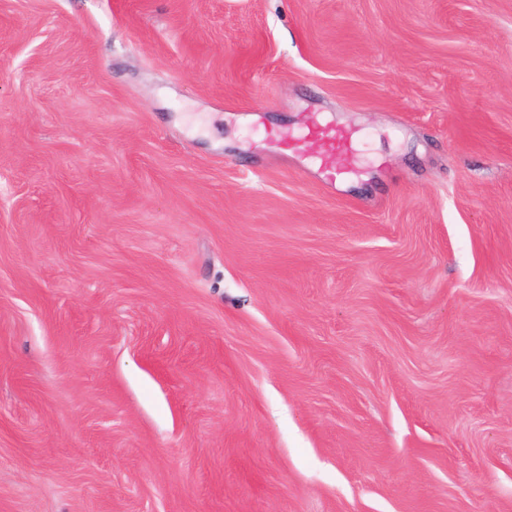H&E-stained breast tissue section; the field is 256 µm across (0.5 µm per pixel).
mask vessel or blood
<instances>
[{"mask_svg": "<svg viewBox=\"0 0 512 512\" xmlns=\"http://www.w3.org/2000/svg\"><path fill=\"white\" fill-rule=\"evenodd\" d=\"M352 140L353 135L349 131L315 123L290 137L288 143L319 160L321 167L331 174L340 175L350 167Z\"/></svg>", "mask_w": 512, "mask_h": 512, "instance_id": "1", "label": "vessel or blood"}]
</instances>
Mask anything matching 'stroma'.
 I'll use <instances>...</instances> for the list:
<instances>
[{
	"instance_id": "obj_1",
	"label": "stroma",
	"mask_w": 512,
	"mask_h": 512,
	"mask_svg": "<svg viewBox=\"0 0 512 512\" xmlns=\"http://www.w3.org/2000/svg\"><path fill=\"white\" fill-rule=\"evenodd\" d=\"M0 512H512V0H0ZM288 146L303 150L320 161V167L333 175L345 173L352 159L353 134L328 125L313 123L300 134L286 137Z\"/></svg>"
}]
</instances>
